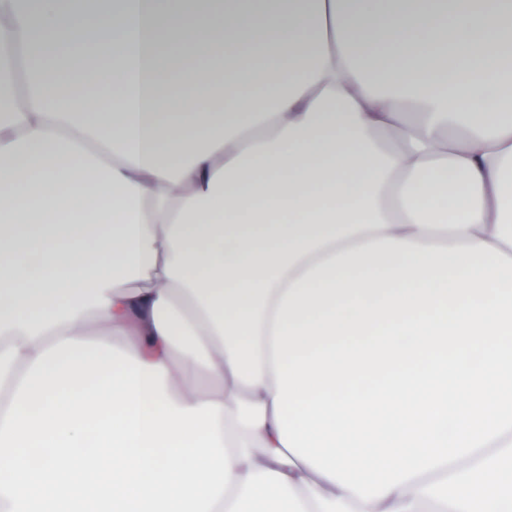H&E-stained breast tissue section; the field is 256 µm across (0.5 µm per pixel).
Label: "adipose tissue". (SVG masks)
I'll return each mask as SVG.
<instances>
[{"mask_svg":"<svg viewBox=\"0 0 512 512\" xmlns=\"http://www.w3.org/2000/svg\"><path fill=\"white\" fill-rule=\"evenodd\" d=\"M11 2L0 512H505L512 0Z\"/></svg>","mask_w":512,"mask_h":512,"instance_id":"adipose-tissue-1","label":"adipose tissue"}]
</instances>
